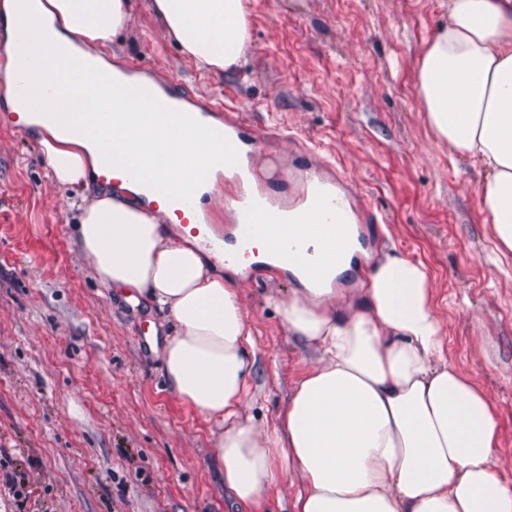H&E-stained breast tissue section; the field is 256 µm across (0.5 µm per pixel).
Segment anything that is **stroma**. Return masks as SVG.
Masks as SVG:
<instances>
[{
	"instance_id": "35a3bbf8",
	"label": "stroma",
	"mask_w": 512,
	"mask_h": 512,
	"mask_svg": "<svg viewBox=\"0 0 512 512\" xmlns=\"http://www.w3.org/2000/svg\"><path fill=\"white\" fill-rule=\"evenodd\" d=\"M112 42L113 64L153 72L193 101L222 98L245 122L262 180L294 195L311 167L350 196L363 247H394L430 269L448 359L499 413L512 468V258L493 259L479 199L485 173L431 133L417 59L447 22L444 0H251L239 66L201 71L150 0ZM95 192L51 177L35 132L0 122V453L20 461L25 512H244L225 488L216 426L170 392L162 372L174 322L107 291L78 244L75 204ZM291 274L242 270L255 373L244 412L272 432L309 363L267 296Z\"/></svg>"
}]
</instances>
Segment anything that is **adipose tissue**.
Wrapping results in <instances>:
<instances>
[{"label": "adipose tissue", "instance_id": "ef3b65f1", "mask_svg": "<svg viewBox=\"0 0 512 512\" xmlns=\"http://www.w3.org/2000/svg\"><path fill=\"white\" fill-rule=\"evenodd\" d=\"M151 8L198 68L228 70L249 46L248 0H152ZM35 20L72 51L95 45L89 60L112 69L106 52L131 20L127 0H0V37L10 61L32 55L20 19ZM118 82L122 72L113 71ZM416 92L429 128L487 177L480 205L496 250L512 253V0H448V22L426 43ZM40 143L54 181L88 187L104 156L139 160L155 129L139 122L129 144L119 131L98 136L40 120ZM173 168L224 170V156L177 129L165 134ZM143 183L117 176L78 216V241L101 285L146 295L176 331L163 355L170 391L218 428L224 485L240 505L260 509L279 467L303 487L293 512H512V471L496 454L498 412L485 392L449 362L432 303L427 266L391 249L371 256L356 224L340 227L341 263L311 279L258 243V259L299 286L276 300L289 336L311 355L272 433L259 438L245 417L254 372L252 330L236 289L213 271L198 238L162 224L164 206L145 203ZM352 293L338 288L355 263Z\"/></svg>", "mask_w": 512, "mask_h": 512}]
</instances>
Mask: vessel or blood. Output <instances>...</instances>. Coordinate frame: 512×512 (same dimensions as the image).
<instances>
[{"mask_svg":"<svg viewBox=\"0 0 512 512\" xmlns=\"http://www.w3.org/2000/svg\"><path fill=\"white\" fill-rule=\"evenodd\" d=\"M243 120L229 115L218 131L238 150L240 157H247L245 141L241 135ZM169 214L180 223L191 226L193 232L206 244L222 251L224 260L233 264H244L256 257L257 241H266L271 250L285 255L288 260L310 275H318L328 258L314 249L309 223L320 224L326 232H333L336 225L345 223L346 206L336 195L315 190L309 205L294 215L288 216L272 210L264 197L256 196L243 203L237 212L233 227L232 249H225L222 240L208 235L201 221L198 201L169 200L165 203Z\"/></svg>","mask_w":512,"mask_h":512,"instance_id":"1","label":"vessel or blood"}]
</instances>
